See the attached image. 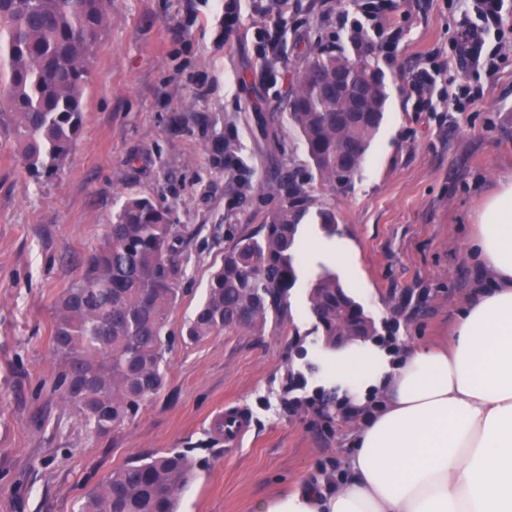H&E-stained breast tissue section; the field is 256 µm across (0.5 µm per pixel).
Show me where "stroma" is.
Segmentation results:
<instances>
[{
	"label": "stroma",
	"mask_w": 512,
	"mask_h": 512,
	"mask_svg": "<svg viewBox=\"0 0 512 512\" xmlns=\"http://www.w3.org/2000/svg\"><path fill=\"white\" fill-rule=\"evenodd\" d=\"M240 5L241 30L228 39L222 0H112L81 133L55 175L33 178L12 142H0V512H78L113 469L170 449L196 463L179 512H254L304 483L335 490L362 416L322 405L308 269L282 322L174 341L160 392L110 433L89 432L52 390L53 304L84 277L127 196L151 197L199 230L184 251L175 334L224 256L213 226L247 235L277 207L278 168L307 166L285 100L311 52L362 50L386 74L384 124L361 172L313 192L314 205L335 206L336 233L356 249L360 280L340 281L374 319L378 341L398 357L447 343L455 312L484 281L464 253L473 213L512 179V39L487 36L495 73L482 64L443 75L444 90H483L455 117L416 111L414 88L430 58L455 53L463 18L451 0H395L382 27L363 21L359 49L352 26L336 23V0H288L283 15ZM261 114L277 117L265 135ZM228 134L253 170L242 210L216 150ZM228 403L251 425L232 450L209 430Z\"/></svg>",
	"instance_id": "35a3bbf8"
}]
</instances>
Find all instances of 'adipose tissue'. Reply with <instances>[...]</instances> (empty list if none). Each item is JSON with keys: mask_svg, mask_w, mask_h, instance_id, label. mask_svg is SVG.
<instances>
[{"mask_svg": "<svg viewBox=\"0 0 512 512\" xmlns=\"http://www.w3.org/2000/svg\"><path fill=\"white\" fill-rule=\"evenodd\" d=\"M468 260L486 277L447 348L399 359L368 339L322 353L324 386L366 414L349 477L256 512H512V180L473 215Z\"/></svg>", "mask_w": 512, "mask_h": 512, "instance_id": "obj_1", "label": "adipose tissue"}]
</instances>
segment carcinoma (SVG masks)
<instances>
[{
    "label": "carcinoma",
    "instance_id": "carcinoma-1",
    "mask_svg": "<svg viewBox=\"0 0 512 512\" xmlns=\"http://www.w3.org/2000/svg\"><path fill=\"white\" fill-rule=\"evenodd\" d=\"M111 4L0 0V130L14 136L36 175L52 176L79 136L83 90ZM352 63L354 81L381 89L362 120L341 111L345 97L327 95L320 78ZM387 99L383 71L368 55L352 60L342 52L319 51L298 73L287 119L322 185L342 187L360 171L382 126ZM224 170L230 194L245 205L252 171L231 138L224 139ZM307 184L294 171L276 181L280 202L253 234L238 235L231 224L213 227L231 245L182 340L197 343L214 333L281 319L299 279L300 227L311 216L326 234H336V208L323 206L310 214ZM197 233L174 223L169 209L130 195L112 217L92 269L55 301L53 391L95 433L131 421L162 388L172 342L169 317L185 276L183 253ZM308 304L326 348H336L341 334L376 335L373 318L326 269L312 281ZM193 470V460L174 449L134 458L87 492L79 512H177Z\"/></svg>",
    "mask_w": 512,
    "mask_h": 512
}]
</instances>
